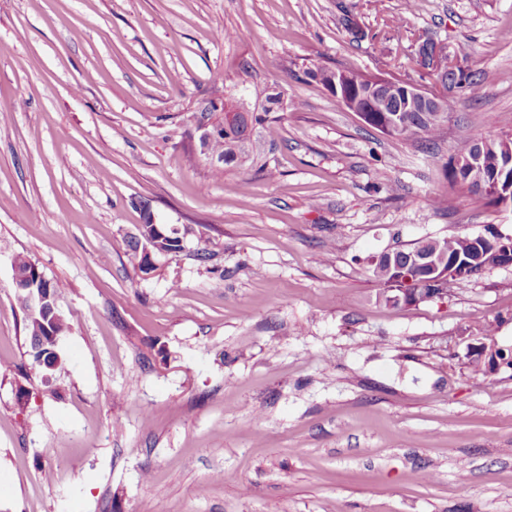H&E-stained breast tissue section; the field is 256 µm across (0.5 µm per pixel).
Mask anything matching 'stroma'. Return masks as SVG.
Listing matches in <instances>:
<instances>
[{
    "mask_svg": "<svg viewBox=\"0 0 512 512\" xmlns=\"http://www.w3.org/2000/svg\"><path fill=\"white\" fill-rule=\"evenodd\" d=\"M420 39L482 96L422 79ZM317 64L424 80L448 123L387 135ZM219 75L301 102L250 133L267 172L212 177L195 115ZM510 134L512 0H0V512H512V368L468 360L512 350V266L394 307L368 264L512 234V206L448 180L458 142ZM146 207L186 231L149 273L123 245ZM19 255L61 285L49 377ZM477 236L478 235H465L433 239V247L439 253L450 259L456 258L459 255L468 256L477 250V245L481 246L479 240L476 238ZM55 311L57 317L49 321H46V318L41 317L38 313L26 312L25 330L30 336L31 353L36 362L43 354H46V357L54 356L52 350H55L56 346L53 344V338L57 337L58 339L69 331V323L61 310L56 308ZM49 333L56 336H50Z\"/></svg>",
    "mask_w": 512,
    "mask_h": 512,
    "instance_id": "stroma-1",
    "label": "stroma"
}]
</instances>
